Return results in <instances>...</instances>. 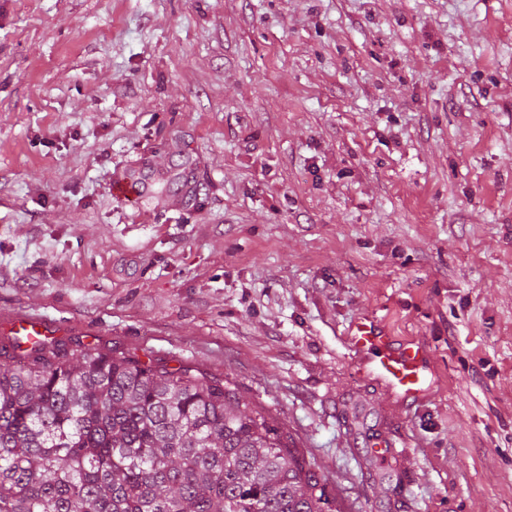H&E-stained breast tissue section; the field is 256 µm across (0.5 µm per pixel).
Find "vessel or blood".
Segmentation results:
<instances>
[{
  "mask_svg": "<svg viewBox=\"0 0 512 512\" xmlns=\"http://www.w3.org/2000/svg\"><path fill=\"white\" fill-rule=\"evenodd\" d=\"M112 197L129 208L139 204L140 192L121 173L111 181ZM16 335L43 336L50 333L49 324L40 317L18 313L12 317ZM349 345L358 357V371L383 379L396 393L406 399L424 394L427 354L419 345H395L369 320L358 322L349 337Z\"/></svg>",
  "mask_w": 512,
  "mask_h": 512,
  "instance_id": "obj_1",
  "label": "vessel or blood"
}]
</instances>
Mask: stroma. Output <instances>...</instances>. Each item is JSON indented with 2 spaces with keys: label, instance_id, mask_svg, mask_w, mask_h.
<instances>
[{
  "label": "stroma",
  "instance_id": "35a3bbf8",
  "mask_svg": "<svg viewBox=\"0 0 512 512\" xmlns=\"http://www.w3.org/2000/svg\"><path fill=\"white\" fill-rule=\"evenodd\" d=\"M18 312L223 381L344 512H512V0H0ZM366 317L418 401L359 376ZM112 197L126 207L135 209L139 204L140 190L122 173H114L111 181ZM349 345L359 356L360 374L376 375L405 399H417L424 394L427 354L422 346H396L367 319L355 325Z\"/></svg>",
  "mask_w": 512,
  "mask_h": 512
}]
</instances>
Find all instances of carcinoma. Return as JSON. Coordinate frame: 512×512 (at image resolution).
<instances>
[{"mask_svg": "<svg viewBox=\"0 0 512 512\" xmlns=\"http://www.w3.org/2000/svg\"><path fill=\"white\" fill-rule=\"evenodd\" d=\"M0 346V512H343L261 408L190 370Z\"/></svg>", "mask_w": 512, "mask_h": 512, "instance_id": "carcinoma-1", "label": "carcinoma"}]
</instances>
